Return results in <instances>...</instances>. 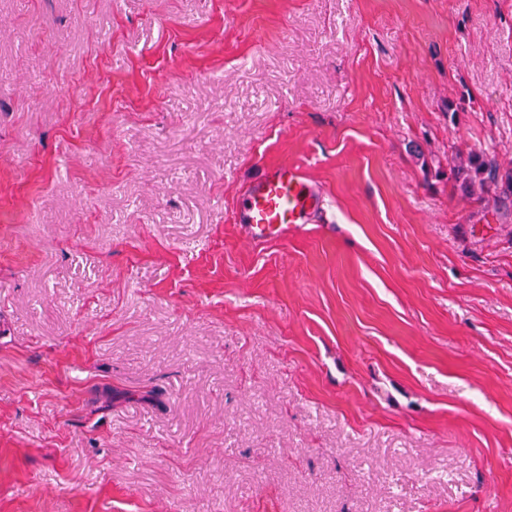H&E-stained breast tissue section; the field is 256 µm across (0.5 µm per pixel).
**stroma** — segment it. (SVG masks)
<instances>
[{"mask_svg":"<svg viewBox=\"0 0 512 512\" xmlns=\"http://www.w3.org/2000/svg\"><path fill=\"white\" fill-rule=\"evenodd\" d=\"M472 151L512 0H0V512H512ZM273 164L327 219L257 245Z\"/></svg>","mask_w":512,"mask_h":512,"instance_id":"35a3bbf8","label":"stroma"}]
</instances>
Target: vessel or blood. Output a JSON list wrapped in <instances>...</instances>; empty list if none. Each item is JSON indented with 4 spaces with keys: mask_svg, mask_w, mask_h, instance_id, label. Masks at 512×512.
<instances>
[{
    "mask_svg": "<svg viewBox=\"0 0 512 512\" xmlns=\"http://www.w3.org/2000/svg\"><path fill=\"white\" fill-rule=\"evenodd\" d=\"M325 191L301 168L268 167L241 195L236 218L256 243L287 238L325 214Z\"/></svg>",
    "mask_w": 512,
    "mask_h": 512,
    "instance_id": "vessel-or-blood-1",
    "label": "vessel or blood"
}]
</instances>
